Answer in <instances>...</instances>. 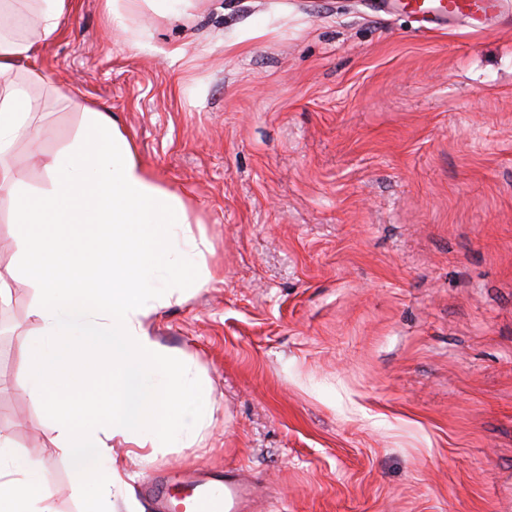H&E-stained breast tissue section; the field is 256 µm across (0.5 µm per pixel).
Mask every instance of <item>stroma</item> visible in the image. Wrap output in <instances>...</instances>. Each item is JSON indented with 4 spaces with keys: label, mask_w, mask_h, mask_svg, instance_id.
I'll return each mask as SVG.
<instances>
[{
    "label": "stroma",
    "mask_w": 512,
    "mask_h": 512,
    "mask_svg": "<svg viewBox=\"0 0 512 512\" xmlns=\"http://www.w3.org/2000/svg\"><path fill=\"white\" fill-rule=\"evenodd\" d=\"M38 63L31 188L93 102L190 204L211 280L146 326L205 373L206 424L115 489L239 470L242 512H512V12L428 30L373 0H71ZM0 200V430L55 512L92 484L21 385L36 290Z\"/></svg>",
    "instance_id": "stroma-1"
}]
</instances>
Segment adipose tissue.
Listing matches in <instances>:
<instances>
[{
  "label": "adipose tissue",
  "instance_id": "1",
  "mask_svg": "<svg viewBox=\"0 0 512 512\" xmlns=\"http://www.w3.org/2000/svg\"><path fill=\"white\" fill-rule=\"evenodd\" d=\"M13 3L0 0V196L11 203L18 271L38 292L40 322L23 389L67 440L72 467L99 471L89 512H115L113 491L131 473L108 439L140 449L144 462L148 450L179 447L208 416L203 375L190 374L143 327L196 286L200 252L187 204L157 183L97 107L85 106L78 139L44 156L48 187L28 189L14 177L7 158L39 109L29 93L43 80L35 61L70 0H35L34 39L17 35L24 18ZM74 348L100 354L104 368L49 388L47 375L60 373L64 350ZM150 401L161 412L141 419ZM38 469L0 432V512H54L35 482Z\"/></svg>",
  "mask_w": 512,
  "mask_h": 512
}]
</instances>
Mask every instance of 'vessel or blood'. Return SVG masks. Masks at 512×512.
I'll return each mask as SVG.
<instances>
[{
    "label": "vessel or blood",
    "instance_id": "obj_1",
    "mask_svg": "<svg viewBox=\"0 0 512 512\" xmlns=\"http://www.w3.org/2000/svg\"><path fill=\"white\" fill-rule=\"evenodd\" d=\"M398 10L416 16L420 21L438 26L459 18L471 26L483 28L502 13V0H398ZM250 483L233 470H225L221 485L200 491L191 490L194 512H240V505L250 496Z\"/></svg>",
    "mask_w": 512,
    "mask_h": 512
}]
</instances>
